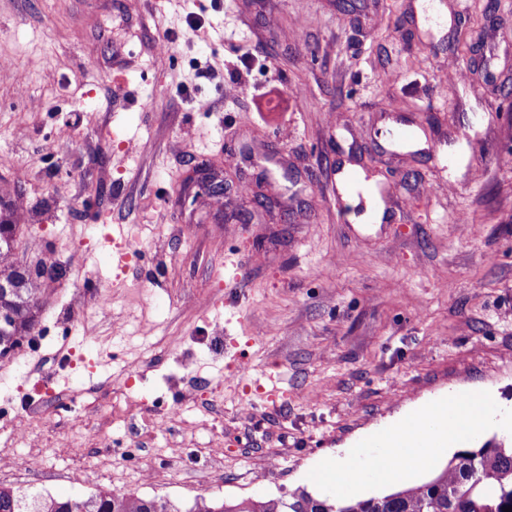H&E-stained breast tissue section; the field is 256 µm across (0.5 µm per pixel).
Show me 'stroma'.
Returning a JSON list of instances; mask_svg holds the SVG:
<instances>
[{"label":"stroma","instance_id":"1","mask_svg":"<svg viewBox=\"0 0 512 512\" xmlns=\"http://www.w3.org/2000/svg\"><path fill=\"white\" fill-rule=\"evenodd\" d=\"M433 2L434 26L423 0H0L16 255L67 269L0 361V425L21 431L0 485L275 496L454 390L488 397L460 449L512 436V0ZM204 161L229 190L181 206ZM348 169L381 223L337 193ZM263 173L277 204L234 220Z\"/></svg>","mask_w":512,"mask_h":512}]
</instances>
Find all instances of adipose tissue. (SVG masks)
Here are the masks:
<instances>
[{
  "instance_id": "adipose-tissue-1",
  "label": "adipose tissue",
  "mask_w": 512,
  "mask_h": 512,
  "mask_svg": "<svg viewBox=\"0 0 512 512\" xmlns=\"http://www.w3.org/2000/svg\"><path fill=\"white\" fill-rule=\"evenodd\" d=\"M486 419L480 397L449 395L437 405L420 408L406 421L387 426L378 436V452L363 464L326 460L316 480L332 493L348 494L367 483L408 478L428 467L458 437L478 433Z\"/></svg>"
}]
</instances>
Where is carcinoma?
Instances as JSON below:
<instances>
[{
	"label": "carcinoma",
	"mask_w": 512,
	"mask_h": 512,
	"mask_svg": "<svg viewBox=\"0 0 512 512\" xmlns=\"http://www.w3.org/2000/svg\"><path fill=\"white\" fill-rule=\"evenodd\" d=\"M22 214L20 198H10V189L0 184V277L14 281L9 294H0V309L10 313L9 322L0 324V359L20 339H32L51 284L65 274L63 266L50 258L33 267L17 262L15 243ZM508 507L512 508V445L496 440L455 453L437 475L419 484L381 497L339 496L332 504L302 487L259 500L197 497L185 510L167 496L142 498L100 489L61 498L0 487V512H504Z\"/></svg>",
	"instance_id": "cac0c4a2"
}]
</instances>
